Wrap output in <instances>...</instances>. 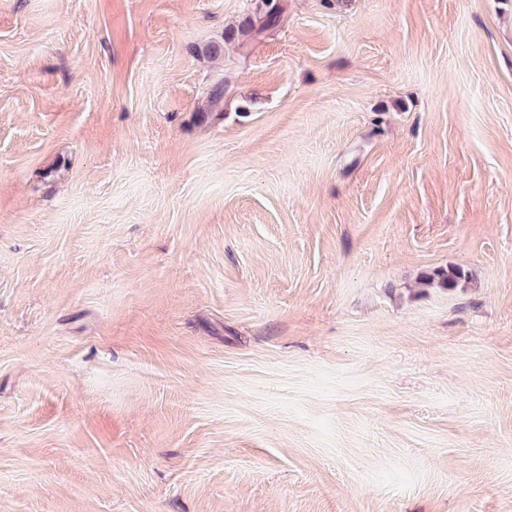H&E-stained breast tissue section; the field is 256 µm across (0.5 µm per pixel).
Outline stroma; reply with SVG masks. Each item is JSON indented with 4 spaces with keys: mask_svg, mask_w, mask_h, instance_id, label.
<instances>
[{
    "mask_svg": "<svg viewBox=\"0 0 512 512\" xmlns=\"http://www.w3.org/2000/svg\"><path fill=\"white\" fill-rule=\"evenodd\" d=\"M273 2L0 0V512H512V0Z\"/></svg>",
    "mask_w": 512,
    "mask_h": 512,
    "instance_id": "1",
    "label": "stroma"
}]
</instances>
